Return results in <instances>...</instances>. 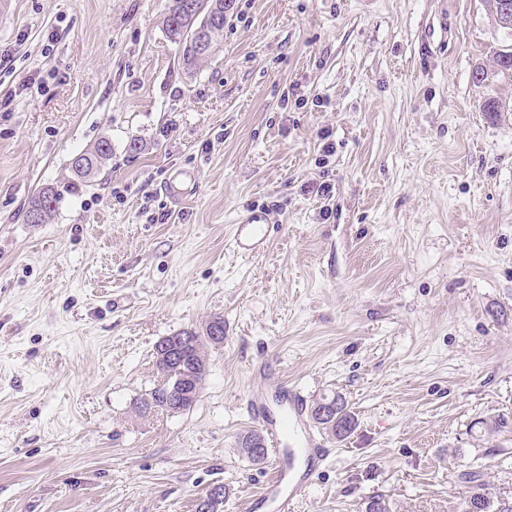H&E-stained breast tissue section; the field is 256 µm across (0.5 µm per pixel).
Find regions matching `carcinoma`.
Instances as JSON below:
<instances>
[{
  "label": "carcinoma",
  "mask_w": 512,
  "mask_h": 512,
  "mask_svg": "<svg viewBox=\"0 0 512 512\" xmlns=\"http://www.w3.org/2000/svg\"><path fill=\"white\" fill-rule=\"evenodd\" d=\"M213 0H172L171 6L163 20V27L168 39L179 49V58L183 69L188 72L196 70L206 61L218 45V37L224 31V24L213 26L209 34V50L205 53L197 51L195 46L194 29L198 27L208 15ZM112 157V143L103 137L92 148L81 153V159L87 163V169L80 170L71 165V172L75 180L87 182L93 178ZM60 201V194L52 187L39 189L30 198L27 209L35 208L40 211V223H45L55 212ZM183 336L194 337L196 344L191 348L193 362L207 358V346L210 342L207 332L183 331ZM182 375V367H171L160 373L159 380L148 397L141 402V411L149 412L155 408L166 411L160 404L159 395ZM458 512H512V503L496 500L492 493L487 491L484 484H479L472 494L459 504Z\"/></svg>",
  "instance_id": "carcinoma-1"
}]
</instances>
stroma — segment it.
Listing matches in <instances>:
<instances>
[{"label": "stroma", "mask_w": 512, "mask_h": 512, "mask_svg": "<svg viewBox=\"0 0 512 512\" xmlns=\"http://www.w3.org/2000/svg\"><path fill=\"white\" fill-rule=\"evenodd\" d=\"M169 2L0 14V512H196L217 485L247 512L261 358L356 422L296 429L332 454L292 512H456L471 472L512 502V76L473 77L512 39L486 0H236L193 74ZM103 137L111 160L73 184ZM46 186L55 213L26 223ZM255 207L279 229L248 260L229 239ZM213 316L194 404L141 413L156 343ZM60 201V194L52 187H43L39 189L30 198L28 206L25 211V220L28 224H32L28 221V212L32 208H36L40 211V222L36 224H44L52 213L55 212L58 203Z\"/></svg>", "instance_id": "35a3bbf8"}]
</instances>
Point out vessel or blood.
Returning a JSON list of instances; mask_svg holds the SVG:
<instances>
[{"label":"vessel or blood","mask_w":512,"mask_h":512,"mask_svg":"<svg viewBox=\"0 0 512 512\" xmlns=\"http://www.w3.org/2000/svg\"><path fill=\"white\" fill-rule=\"evenodd\" d=\"M273 219L267 210L253 208L234 226V234L230 245L241 257L252 258L264 251L269 240L270 226ZM277 397L284 403L288 412L282 418L274 419L267 415L259 391L249 395L251 415L262 425L266 433L274 440H281L288 433L289 427L298 426L306 407L305 398L294 384L283 383L277 388ZM306 466L304 470H296L293 463L283 458H276L270 465L271 475L261 496L254 499L249 508L251 512H262L265 506H274L276 512H291L297 496L306 490L320 475L327 459L328 452L320 442L310 441L305 448Z\"/></svg>","instance_id":"1"}]
</instances>
